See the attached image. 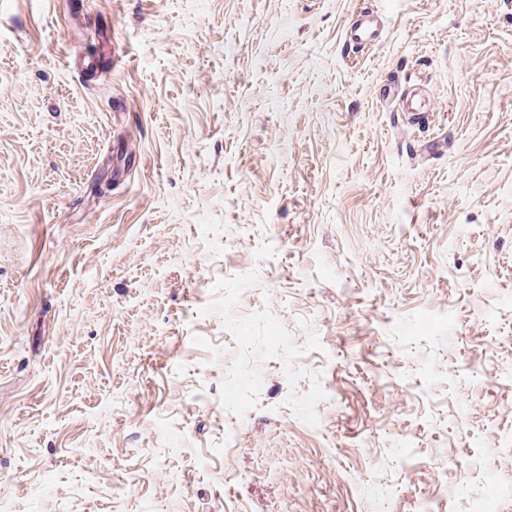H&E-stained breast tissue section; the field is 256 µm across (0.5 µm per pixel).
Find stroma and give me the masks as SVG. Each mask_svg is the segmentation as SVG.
Instances as JSON below:
<instances>
[{"instance_id": "stroma-1", "label": "stroma", "mask_w": 512, "mask_h": 512, "mask_svg": "<svg viewBox=\"0 0 512 512\" xmlns=\"http://www.w3.org/2000/svg\"><path fill=\"white\" fill-rule=\"evenodd\" d=\"M73 4L0 0L11 512H512V0ZM386 25L379 22L373 14L357 16L354 22L345 29V40L349 45L376 46L383 43ZM404 88L400 81L385 82L379 93L382 101L391 102L395 105L396 112H402L407 120L417 122V124L426 118L425 111L422 109L420 98L415 95H404Z\"/></svg>"}]
</instances>
